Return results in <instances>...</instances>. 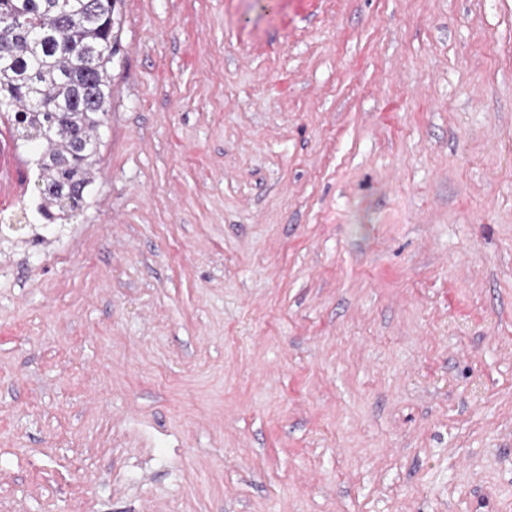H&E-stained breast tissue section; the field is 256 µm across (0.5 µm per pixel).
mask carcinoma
Returning <instances> with one entry per match:
<instances>
[{
    "label": "carcinoma",
    "mask_w": 512,
    "mask_h": 512,
    "mask_svg": "<svg viewBox=\"0 0 512 512\" xmlns=\"http://www.w3.org/2000/svg\"><path fill=\"white\" fill-rule=\"evenodd\" d=\"M118 0H0V112L38 142L36 185L48 219L78 208L111 103Z\"/></svg>",
    "instance_id": "carcinoma-1"
}]
</instances>
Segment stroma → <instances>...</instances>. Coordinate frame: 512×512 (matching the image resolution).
I'll return each instance as SVG.
<instances>
[{"label":"stroma","mask_w":512,"mask_h":512,"mask_svg":"<svg viewBox=\"0 0 512 512\" xmlns=\"http://www.w3.org/2000/svg\"><path fill=\"white\" fill-rule=\"evenodd\" d=\"M79 209L0 192V512H512V0H121Z\"/></svg>","instance_id":"stroma-1"}]
</instances>
